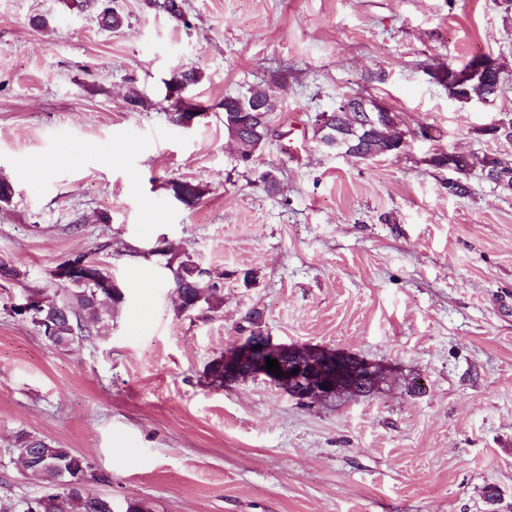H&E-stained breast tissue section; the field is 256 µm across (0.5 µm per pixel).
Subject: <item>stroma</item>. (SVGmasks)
I'll use <instances>...</instances> for the list:
<instances>
[{
    "label": "stroma",
    "mask_w": 512,
    "mask_h": 512,
    "mask_svg": "<svg viewBox=\"0 0 512 512\" xmlns=\"http://www.w3.org/2000/svg\"><path fill=\"white\" fill-rule=\"evenodd\" d=\"M103 29L71 0H0V506L41 495L12 450L23 432L88 464L114 512H512V194L478 175L448 193L434 157L512 154L478 133L512 114V11L502 0H186L176 24L148 0H104ZM41 16L46 26H33ZM506 64L494 109L449 98L448 64ZM205 110L171 120L165 83ZM262 88L272 134L241 166L224 98ZM138 91L154 109H131ZM347 95L400 119V153L325 147L316 114ZM278 171L267 191L263 174ZM206 187L188 208L171 180ZM211 271L224 303L177 310L159 238ZM99 262L123 292L82 313L59 348L12 312L63 293L53 270ZM382 367L370 392L301 402L264 378L222 387L209 362L245 339ZM502 500L490 505L486 486ZM171 79L174 82L169 81L167 83V95L171 99H175L177 95L180 108L179 110L182 111L183 101L185 100L182 94L188 88L196 85L200 81V73L195 68L180 69L177 70V72L172 76ZM177 84L180 86H185L186 90L180 88Z\"/></svg>",
    "instance_id": "stroma-1"
}]
</instances>
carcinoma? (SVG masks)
I'll return each instance as SVG.
<instances>
[{"mask_svg":"<svg viewBox=\"0 0 512 512\" xmlns=\"http://www.w3.org/2000/svg\"><path fill=\"white\" fill-rule=\"evenodd\" d=\"M149 4L161 9L170 20L180 23L184 20V0H149ZM77 6L83 11L95 14L99 26L112 29L120 26L122 16L109 7H103L94 0H78ZM172 81L180 86L190 88L200 81V73L194 68L180 69L173 76ZM502 84L498 83L497 73H492L481 84L468 82L458 84L450 90L455 101L465 104L471 97L480 95H495L501 91ZM258 96L265 104L263 117L258 119L253 113L246 112L239 116L243 125L249 127L248 134L239 136L240 144L237 155L240 158L254 156L264 145L271 134L270 116L276 110V98L265 90H254L248 93L244 105H250V98ZM406 136L400 128V119L397 113L389 116L388 126H368L359 130L356 137V146L362 154L373 157L399 152L398 143ZM462 175L468 176L476 173L486 179L485 158L474 154H464L461 160ZM172 196L185 206L195 205L205 194V188L199 182L188 180H172L169 182ZM162 255L167 257V266L175 271L173 276L175 291L182 297L179 312H187V308L196 305H207L210 309L218 308V288L212 282L210 272L198 269L182 248L171 242L165 245ZM32 302L38 304L45 311H65L68 318L62 320L56 330L53 345L56 347H71L80 345L91 337L87 327L80 324V316L76 308L80 307L97 316L107 314L112 306L122 302V292L112 289V277L102 268L98 269V278L93 283H73V294L70 298L61 297L55 293L39 291L29 295ZM261 314L253 309L246 313L245 320L251 324L252 330L248 340L257 344L263 342L264 332L261 329ZM13 453L17 458L40 457L52 463L63 466L66 477H86L87 464L78 458L69 448H64L50 440L21 433L18 435Z\"/></svg>","mask_w":512,"mask_h":512,"instance_id":"1","label":"carcinoma"}]
</instances>
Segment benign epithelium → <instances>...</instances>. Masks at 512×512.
<instances>
[{"label":"benign epithelium","mask_w":512,"mask_h":512,"mask_svg":"<svg viewBox=\"0 0 512 512\" xmlns=\"http://www.w3.org/2000/svg\"><path fill=\"white\" fill-rule=\"evenodd\" d=\"M498 60L485 57L473 61L468 68L448 72V86L459 81H473L489 69H496ZM352 108L360 113L367 124L381 120L387 108L376 99L359 98L352 105H343L340 111ZM487 132L499 133L512 141V117L499 115L491 123L483 126ZM53 276L62 280H75L92 283L96 279V267L84 255H75L53 271ZM14 310L33 324L41 327L48 336H54L56 317L34 307L30 300L14 305ZM278 361L282 374L275 375L266 370V358ZM224 384L235 382L241 374L264 377L288 394L300 400H316L332 396L343 390L363 393L374 386L380 370L363 360L336 351L313 350L292 346H275L267 343L262 356H253V348L246 341L230 351L224 352ZM298 374H292V371ZM60 488H71L84 492V483L55 478L47 484L45 493L34 500L32 512H43L51 499L57 496Z\"/></svg>","instance_id":"obj_1"}]
</instances>
